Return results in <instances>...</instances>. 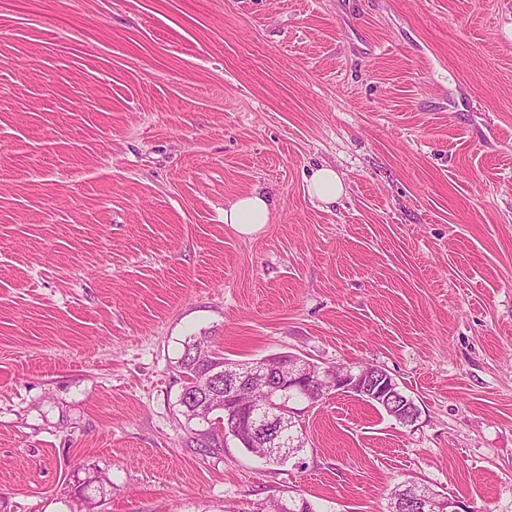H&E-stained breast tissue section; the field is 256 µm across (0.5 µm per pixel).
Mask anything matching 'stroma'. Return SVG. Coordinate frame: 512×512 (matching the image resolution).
Masks as SVG:
<instances>
[{
  "mask_svg": "<svg viewBox=\"0 0 512 512\" xmlns=\"http://www.w3.org/2000/svg\"><path fill=\"white\" fill-rule=\"evenodd\" d=\"M192 336L381 366L419 417L335 394L286 464L211 448ZM89 471L95 512H512V0H0V512ZM306 181L309 197L325 205L336 204L344 192L342 178L328 165L314 168ZM272 209L270 196L255 189L239 196L224 209V222L241 235H255L270 223Z\"/></svg>",
  "mask_w": 512,
  "mask_h": 512,
  "instance_id": "35a3bbf8",
  "label": "stroma"
}]
</instances>
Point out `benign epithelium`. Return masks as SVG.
I'll use <instances>...</instances> for the list:
<instances>
[{
	"instance_id": "7a95c632",
	"label": "benign epithelium",
	"mask_w": 512,
	"mask_h": 512,
	"mask_svg": "<svg viewBox=\"0 0 512 512\" xmlns=\"http://www.w3.org/2000/svg\"><path fill=\"white\" fill-rule=\"evenodd\" d=\"M212 383L224 389V405L219 411L231 418L241 407L238 402L241 387L256 385L262 389L258 402L271 413L250 419L245 428L232 429V434L245 432L269 447L278 448L284 462L295 454L298 446V442L288 439V426H296L295 412L288 403L297 393H314L322 398L332 394L367 393L378 402L398 406L395 398L398 386L387 370L373 373L350 364L322 367L290 352L269 356L251 366L226 359L224 376L214 375ZM416 487L414 512H429V507L437 500L436 493L420 483Z\"/></svg>"
}]
</instances>
